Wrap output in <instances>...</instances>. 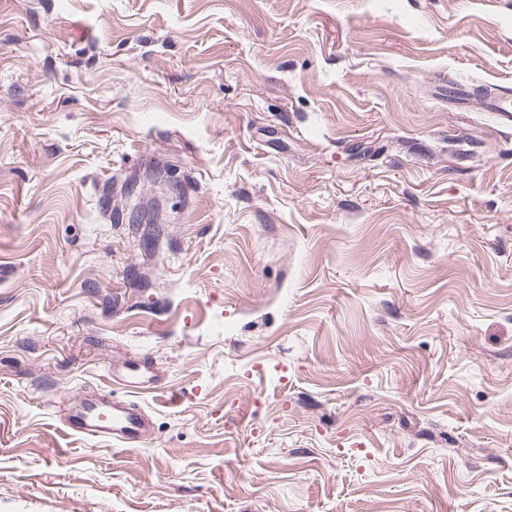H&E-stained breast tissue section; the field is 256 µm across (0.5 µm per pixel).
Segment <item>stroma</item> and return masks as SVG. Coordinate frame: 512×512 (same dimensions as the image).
Segmentation results:
<instances>
[{
	"label": "stroma",
	"mask_w": 512,
	"mask_h": 512,
	"mask_svg": "<svg viewBox=\"0 0 512 512\" xmlns=\"http://www.w3.org/2000/svg\"><path fill=\"white\" fill-rule=\"evenodd\" d=\"M444 75L512 0H0V512H512V124ZM65 427L72 435L123 443H141L149 434L145 414L134 402H115L107 397L83 398Z\"/></svg>",
	"instance_id": "1"
}]
</instances>
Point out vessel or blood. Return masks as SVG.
<instances>
[{"mask_svg": "<svg viewBox=\"0 0 512 512\" xmlns=\"http://www.w3.org/2000/svg\"><path fill=\"white\" fill-rule=\"evenodd\" d=\"M65 427L70 434L84 438H110L130 444L141 442L149 433L146 417L136 403L105 397L83 399Z\"/></svg>", "mask_w": 512, "mask_h": 512, "instance_id": "vessel-or-blood-1", "label": "vessel or blood"}]
</instances>
